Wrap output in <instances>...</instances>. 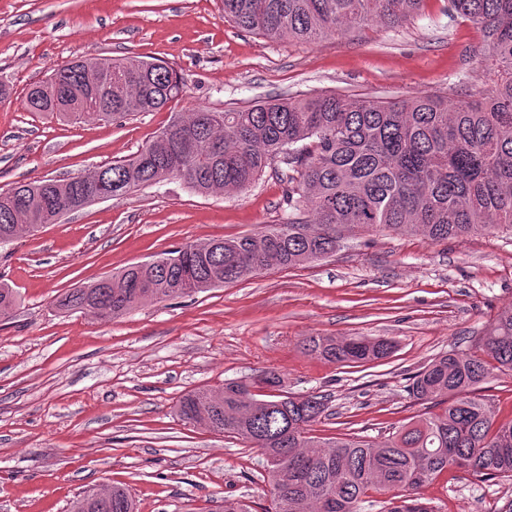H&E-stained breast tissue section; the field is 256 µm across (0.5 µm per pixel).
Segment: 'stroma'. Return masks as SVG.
Returning a JSON list of instances; mask_svg holds the SVG:
<instances>
[{"instance_id": "1", "label": "stroma", "mask_w": 512, "mask_h": 512, "mask_svg": "<svg viewBox=\"0 0 512 512\" xmlns=\"http://www.w3.org/2000/svg\"><path fill=\"white\" fill-rule=\"evenodd\" d=\"M427 0L401 28L313 43L272 41L225 19L221 0H0V191L127 159L172 113L241 110L274 96L333 92L395 98L485 86L480 32ZM137 56L177 70L182 97L114 122L25 111L28 88L70 61ZM273 171L241 192L201 195L178 181L145 186L21 232L0 248L17 293L0 318V512H68L78 493L124 485L139 512H216L221 498L271 504L257 449L185 423L179 398L264 370L289 395L323 397L322 438L378 441L443 403L412 394L433 358L467 349L512 308V229L433 241L375 228L336 253L274 268L110 320L55 306L65 291L187 243L285 221ZM309 336H384L389 357L342 366L302 348ZM477 394L494 426L512 422V371ZM437 512H512V481L451 468L422 490Z\"/></svg>"}]
</instances>
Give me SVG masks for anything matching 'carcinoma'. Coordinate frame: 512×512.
<instances>
[{
	"label": "carcinoma",
	"instance_id": "carcinoma-1",
	"mask_svg": "<svg viewBox=\"0 0 512 512\" xmlns=\"http://www.w3.org/2000/svg\"><path fill=\"white\" fill-rule=\"evenodd\" d=\"M237 27L278 41L313 42L409 23L426 0H222ZM448 14L482 32L488 81L477 96L448 84V94L394 99L321 93L276 98L243 110L196 108L175 113L133 157L99 167V179L47 178L0 192V246L22 230L36 231L94 203L99 183L124 196L179 180L201 195L240 192L271 168L288 184L282 224L236 238L184 244L57 297L62 311L120 317L147 302L220 288L279 267L326 257L343 232L383 227L446 240L497 225L512 228V0H447ZM112 90L94 84L81 64L32 85L28 112H50L73 123L114 121L154 112L178 100L183 84L163 62L99 58ZM17 297L0 284V317ZM306 350L349 366L387 357L383 337L309 336ZM495 369L512 371V309L502 312L468 353L439 356L415 375L413 395L446 401L373 442L323 440L310 434L325 411L322 397L283 393L282 377L263 372L265 394L246 382L190 391L179 416L260 450L271 486L268 512H362L382 497L383 512H436L420 490L448 468L512 480V423L492 429L490 408L475 396ZM70 512H138L126 487L82 491Z\"/></svg>",
	"mask_w": 512,
	"mask_h": 512
}]
</instances>
